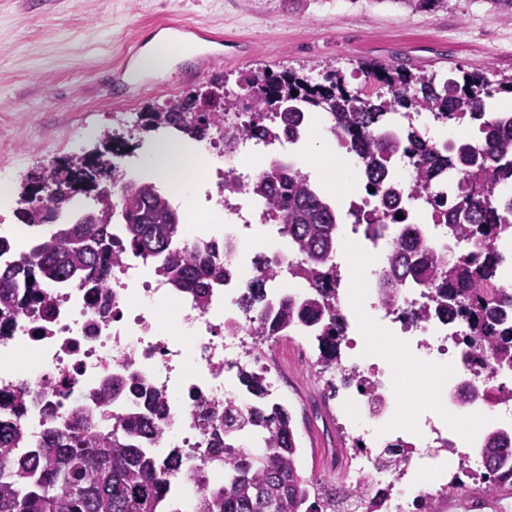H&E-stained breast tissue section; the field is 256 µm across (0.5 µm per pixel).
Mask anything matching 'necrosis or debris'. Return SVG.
<instances>
[{"label": "necrosis or debris", "instance_id": "1", "mask_svg": "<svg viewBox=\"0 0 512 512\" xmlns=\"http://www.w3.org/2000/svg\"><path fill=\"white\" fill-rule=\"evenodd\" d=\"M410 124L441 150L469 142L468 137L438 126L430 112L397 115L389 130L398 135ZM221 142L213 129L198 140L207 154L222 161L214 172L216 179L232 176L239 189L224 203L222 229L188 224L181 241L188 245L218 239L229 242V249L216 254L227 271L224 283L211 288L202 301L188 293L172 294L152 276L148 260L127 253L119 263L104 267V287L46 286L50 311L22 309L14 321L0 328V404L9 405L18 388L26 389L20 420L25 434H40L44 408L50 403L64 411L76 406L95 413L105 408L115 413L134 409L137 401L126 391L105 403L99 399L106 380L134 374L166 405L161 447L180 449L186 463L195 466L208 443L194 414L197 402L246 410L251 399L239 382V371L245 366L262 377L268 397L276 400L284 395L288 377L256 344L251 329L257 315L242 308L240 298L243 283L260 273L255 264L260 256L276 273L268 301L306 293L304 285L290 278L301 260L299 253L276 225L257 221L260 206L247 191L268 165L288 155L292 143L280 139L274 153L267 142L252 138H242L230 150L222 148ZM390 175L404 186L400 200L409 206L413 223L424 231L427 241L449 258L467 256L468 243L450 239L445 226L430 213L412 208V196L406 191L413 175L409 158L394 157ZM397 234L392 226L378 236L364 234L347 218L336 227L337 240L372 249L379 271ZM363 295L375 324L409 352L410 366L422 371L442 368L441 410L449 422L438 425L428 420L419 432L396 424L402 394L395 379L402 366L357 352L358 330L350 297L341 295L336 306L344 328L343 364L357 372L361 383L344 393H323L324 403H335L351 441L350 448L333 456L331 464L341 473L344 485L377 501V512H418L421 500L438 504L448 496L444 472L435 463L437 453L465 459L469 473L479 480L488 469L487 435L493 431L512 434V367L465 358L462 338L468 322L463 316L449 321L434 316L405 319L404 311L431 307V289L400 286L389 305L383 303L377 284L367 285ZM164 301L181 321L180 334H169L158 326L154 311Z\"/></svg>", "mask_w": 512, "mask_h": 512}]
</instances>
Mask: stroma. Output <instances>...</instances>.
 Listing matches in <instances>:
<instances>
[{"instance_id":"35a3bbf8","label":"stroma","mask_w":512,"mask_h":512,"mask_svg":"<svg viewBox=\"0 0 512 512\" xmlns=\"http://www.w3.org/2000/svg\"><path fill=\"white\" fill-rule=\"evenodd\" d=\"M164 24L196 25L223 39L220 58L193 83L180 76L195 55L174 56L161 71L123 63L126 50L151 42L153 28ZM363 62H400L441 78L478 69L495 81L512 75V17L488 0L417 11L399 0H0V165L15 171L17 199L28 179L94 151L108 133L124 137L131 163H139L155 138L142 128L146 113L175 103L210 75H223L233 97L243 96L241 79L257 69L288 68L314 82L334 70L348 88H368ZM119 68L129 91L115 99L105 88ZM292 350L277 345L301 466L305 475L333 482L329 451L349 439L322 404L323 378L299 367ZM476 496L484 512L512 506V489L488 493L468 477L449 494L448 512H468Z\"/></svg>"}]
</instances>
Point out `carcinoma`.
I'll list each match as a JSON object with an SVG mask.
<instances>
[{
  "instance_id": "obj_1",
  "label": "carcinoma",
  "mask_w": 512,
  "mask_h": 512,
  "mask_svg": "<svg viewBox=\"0 0 512 512\" xmlns=\"http://www.w3.org/2000/svg\"><path fill=\"white\" fill-rule=\"evenodd\" d=\"M376 78L390 96H364L350 90L344 79L328 73L312 84L292 71L279 74L259 70L244 79L249 98L244 110L253 113L244 135L275 139L294 135L303 112H285L283 103L301 102L308 112L330 117V135L360 161L365 189H379L388 178L387 162L401 151L413 159L412 190L448 227V237L469 240L478 252L469 260L447 261L409 223L402 207L382 205L367 216V228L378 232L386 225L401 227L399 242H407L412 257L392 252L381 279L387 291L406 282L433 289L435 312L441 316L469 315L464 345L475 354H490L502 366H512V328L503 322L506 292L497 287L495 264L480 257L491 252L490 240L512 227V120L499 116L504 108L490 102L495 95L512 93V76L496 82L483 72H461L436 82L434 75H414L397 67L378 66ZM297 95H292V92ZM239 107V98L224 91V80L212 78L206 89L158 112L148 113L145 127L178 129L196 140L202 131L224 128V114ZM432 112L453 121L468 113L481 121L484 136L456 155H444L413 126L403 139L385 132L398 108ZM101 154L70 156L50 171L55 200L69 207L55 209L53 231L43 233L44 207L36 193L22 199L17 209L22 223L34 229L32 249L0 266V324L11 321L19 308L45 301L39 288L65 282L83 283L87 272L105 260H117L123 250L112 243V224L125 225L132 253L156 262V272L177 292L204 299L209 289L224 281V267L214 259L213 245L178 246L181 217L168 194L156 183L124 179L98 165ZM121 184L119 201L103 193L104 182ZM455 191L445 202L444 190ZM92 194L96 221L78 224L84 215L69 206L79 193ZM252 195L264 200V220L277 224L304 262L294 275L309 291L304 299L283 295L265 305L272 275L249 281L242 293L245 310L258 314L252 335L263 344L289 328L304 323L315 327L318 364L343 369L339 345L343 328L336 311L342 276L336 255V208L292 163L277 161L251 186ZM401 213L403 217L396 218ZM253 398L239 421L216 409L198 405L196 416L209 432L208 449L198 467L189 472L203 487L195 512H329L328 494H318L321 483L305 476L300 464L296 428L288 406L270 402L262 378L239 372ZM130 389L142 399L140 410L99 417L86 410L65 415L53 405L44 409L46 427L29 440L18 427L26 391L14 395L12 408L0 415V512H180L171 479L182 470L181 452L171 449L160 458L154 444L161 435L159 422L165 405L136 376L114 378L107 391L117 395ZM261 440L264 451L236 448L240 432ZM489 473L487 491L512 487V441L492 433L486 441ZM208 469L224 471L213 485Z\"/></svg>"
}]
</instances>
